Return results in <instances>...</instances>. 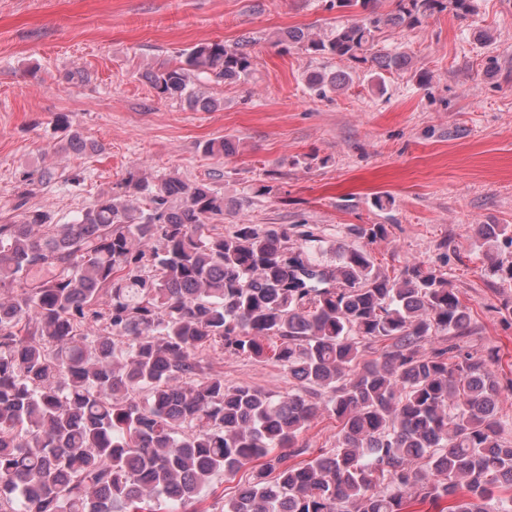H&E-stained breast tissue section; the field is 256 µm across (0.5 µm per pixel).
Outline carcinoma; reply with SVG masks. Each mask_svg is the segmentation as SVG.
Returning a JSON list of instances; mask_svg holds the SVG:
<instances>
[{"mask_svg":"<svg viewBox=\"0 0 512 512\" xmlns=\"http://www.w3.org/2000/svg\"><path fill=\"white\" fill-rule=\"evenodd\" d=\"M324 0L359 18L321 36L280 32L276 45L371 63L372 77L409 69L376 50L385 27L413 30L436 13L474 14V0ZM244 42L194 46L186 66L159 69L162 98L203 111L192 75L244 83ZM345 72H312L325 98ZM62 148L100 147L54 117ZM235 153L229 137L202 146ZM224 195L176 177L130 173L70 224L26 208L0 224V512H190L217 476L252 475L222 512H404L456 498L448 512H512V441L489 360L469 351L471 310L444 274L421 263L387 273L338 245L324 262L311 230L237 224ZM387 236L384 224L352 228ZM483 244L512 250V226L482 224ZM293 389L274 396L226 385L200 355L261 358L263 341ZM372 354L369 360L365 354ZM336 417V447L289 463L301 434Z\"/></svg>","mask_w":512,"mask_h":512,"instance_id":"1","label":"carcinoma"}]
</instances>
